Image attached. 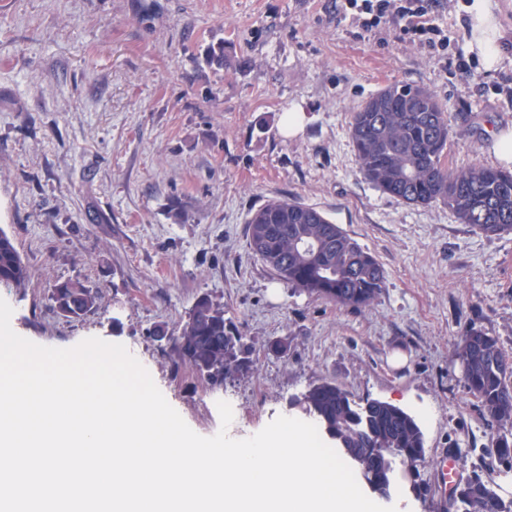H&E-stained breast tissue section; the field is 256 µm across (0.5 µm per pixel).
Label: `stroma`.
I'll use <instances>...</instances> for the list:
<instances>
[{
    "mask_svg": "<svg viewBox=\"0 0 512 512\" xmlns=\"http://www.w3.org/2000/svg\"><path fill=\"white\" fill-rule=\"evenodd\" d=\"M471 3L440 0L437 13L448 56L476 63L466 77L398 23L366 34L337 21L336 0H0V228L27 268L21 286L0 288L12 329L46 347L124 345L205 437L222 427L218 401L242 439L302 418L292 398L335 382L354 401L403 408L424 433L417 479L378 504L454 512L438 480L446 454L458 480L481 475L512 499L499 427L454 356L473 325L512 358V232L383 193L349 132L380 89L425 86L451 109L444 165L497 166L492 136L512 129V0H497L510 48L494 71L470 49ZM297 104L308 121L290 136L282 119ZM273 199L314 207L371 252L386 271L378 299L311 297L253 256L248 221ZM67 279L98 294L82 318L52 307ZM203 293L251 350L249 370L219 389L152 335Z\"/></svg>",
    "mask_w": 512,
    "mask_h": 512,
    "instance_id": "stroma-1",
    "label": "stroma"
}]
</instances>
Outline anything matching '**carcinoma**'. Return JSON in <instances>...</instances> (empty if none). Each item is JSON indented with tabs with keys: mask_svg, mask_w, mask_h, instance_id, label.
<instances>
[{
	"mask_svg": "<svg viewBox=\"0 0 512 512\" xmlns=\"http://www.w3.org/2000/svg\"><path fill=\"white\" fill-rule=\"evenodd\" d=\"M382 110L372 111L377 102ZM453 134L449 108L423 87L387 86L352 115L350 136L361 172L382 192L406 204H448L457 218L484 233L512 230V172L484 165L449 169L441 159ZM249 246L285 283L342 307L376 300L385 288L383 265L339 225L296 201L273 200L248 222ZM25 265L11 236L0 229V286L22 285ZM57 312L94 309L97 294L78 280L51 289ZM179 362L209 387L250 367L241 331L226 322L224 307L209 295L196 298L186 320L171 335ZM457 358L468 390L503 429L496 438L500 462H512V362L498 340L472 328L461 339ZM336 452L370 488L388 495L397 477H415L426 459L416 418L378 399L356 402L339 385L323 380L295 400ZM450 498L456 512H512L492 482L475 474L456 484Z\"/></svg>",
	"mask_w": 512,
	"mask_h": 512,
	"instance_id": "cac0c4a2",
	"label": "carcinoma"
}]
</instances>
